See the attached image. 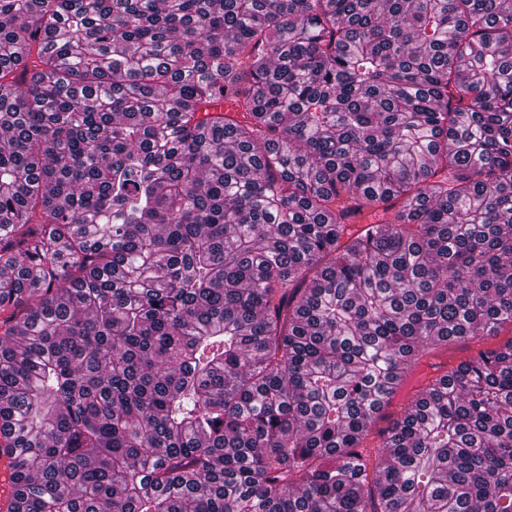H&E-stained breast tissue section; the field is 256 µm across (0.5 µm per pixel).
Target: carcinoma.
Listing matches in <instances>:
<instances>
[{"label": "carcinoma", "mask_w": 512, "mask_h": 512, "mask_svg": "<svg viewBox=\"0 0 512 512\" xmlns=\"http://www.w3.org/2000/svg\"><path fill=\"white\" fill-rule=\"evenodd\" d=\"M506 324L512 0H0L8 512H512ZM512 336V329L510 326H505L501 329L499 336L485 337L481 340L467 341L458 345L448 351L447 359L457 360L459 358L465 359L466 357L474 356V345H480L481 349L486 350L488 348L495 347L498 343L509 339Z\"/></svg>", "instance_id": "cac0c4a2"}]
</instances>
